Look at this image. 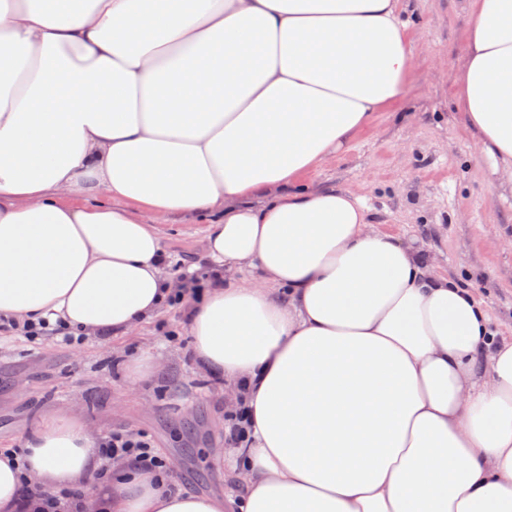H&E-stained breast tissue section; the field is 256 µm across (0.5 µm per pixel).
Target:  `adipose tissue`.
<instances>
[{
    "label": "adipose tissue",
    "instance_id": "ef3b65f1",
    "mask_svg": "<svg viewBox=\"0 0 512 512\" xmlns=\"http://www.w3.org/2000/svg\"><path fill=\"white\" fill-rule=\"evenodd\" d=\"M403 0H0V317L128 333L173 289L153 222L204 219L198 366L243 390L238 512H512V339L471 288L379 231L321 167L403 95ZM456 103L512 184V0H468ZM74 411L0 451L86 512H224L137 461L102 464Z\"/></svg>",
    "mask_w": 512,
    "mask_h": 512
}]
</instances>
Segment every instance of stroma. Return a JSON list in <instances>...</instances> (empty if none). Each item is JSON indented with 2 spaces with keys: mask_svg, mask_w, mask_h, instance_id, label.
I'll use <instances>...</instances> for the list:
<instances>
[{
  "mask_svg": "<svg viewBox=\"0 0 512 512\" xmlns=\"http://www.w3.org/2000/svg\"><path fill=\"white\" fill-rule=\"evenodd\" d=\"M414 72L404 98L379 112L307 184L361 196L379 230L414 240L438 275L473 288L492 320L512 336V190L462 121L453 74L464 52L467 0H410ZM179 281L209 263L205 226L173 214L160 224ZM175 330L180 343L162 335ZM148 353L157 367L131 384L129 360ZM78 410L100 435L147 432L172 466L178 488L237 494L242 476L225 465L224 385L195 364L182 307L168 306L130 334L88 338L64 347L55 337L26 342L0 333V448H20L42 414Z\"/></svg>",
  "mask_w": 512,
  "mask_h": 512,
  "instance_id": "stroma-1",
  "label": "stroma"
}]
</instances>
